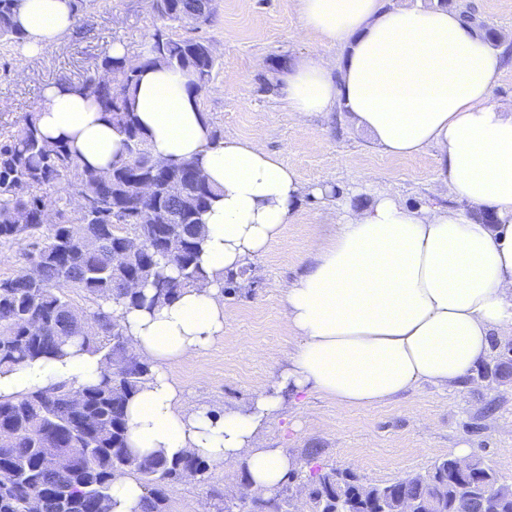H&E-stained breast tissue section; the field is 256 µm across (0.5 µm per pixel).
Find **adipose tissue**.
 Instances as JSON below:
<instances>
[{"label": "adipose tissue", "mask_w": 512, "mask_h": 512, "mask_svg": "<svg viewBox=\"0 0 512 512\" xmlns=\"http://www.w3.org/2000/svg\"><path fill=\"white\" fill-rule=\"evenodd\" d=\"M295 2L303 27L346 53L314 51L289 63L279 76L289 111L343 107L393 156L435 147L452 202L413 210L387 189L366 206L344 204L335 234L284 286L297 345L279 379L245 409L186 411L169 363L196 358L223 335L220 282L277 240L305 188L260 138L211 142L203 94L188 91L186 73L160 66L142 74L132 98L151 152L200 159L221 192L203 216L207 281L153 312L120 313L131 353L153 370L128 404V443L140 456L241 464L251 489L269 495L293 468L261 441L286 397L315 391L341 409L369 408L422 381L455 384L512 333V107L491 98L503 48L436 4ZM16 20L30 55L75 25L71 0H19ZM44 97L38 125L48 139L69 141L102 169L125 156V133L92 100L54 85ZM100 370L99 356L87 352L27 363L0 372V397L61 383L78 390Z\"/></svg>", "instance_id": "obj_1"}]
</instances>
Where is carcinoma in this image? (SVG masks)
Returning a JSON list of instances; mask_svg holds the SVG:
<instances>
[{"instance_id":"carcinoma-1","label":"carcinoma","mask_w":512,"mask_h":512,"mask_svg":"<svg viewBox=\"0 0 512 512\" xmlns=\"http://www.w3.org/2000/svg\"><path fill=\"white\" fill-rule=\"evenodd\" d=\"M17 3L0 0V40L22 46L26 33L14 20ZM151 8L163 25L142 51L117 58L106 49L80 78L59 80L124 129L125 159L107 170L82 162L68 143L44 137L34 112L0 139V247H20L23 260L18 270L0 276V370L62 357L73 344L102 355L99 379L79 391L77 403L66 383L0 398V512H28L33 495L41 496V512H99L101 502L111 503L112 483L130 475L146 491L141 512H167L168 487L187 471L201 477L208 468L198 455L140 457L127 444L128 403L152 371L128 358L129 338L112 307L153 309L206 279L198 264L207 234L202 215L217 197L199 160L169 162L152 154L129 97L143 72L158 65L186 73L195 90L208 86L216 64L211 44L174 38L169 30L209 23L215 0H152ZM79 198L96 206L80 210L74 204ZM172 236L181 241L175 253L166 248ZM130 237L149 247L112 264V252ZM88 239L97 241L96 252L85 249ZM130 280L138 287H128ZM74 296L89 302L80 325L70 319ZM31 321L45 331L29 332ZM499 357L494 370L482 374L508 378L512 351ZM41 438L77 456L69 475L36 451ZM459 462L448 456L411 481L374 490L389 507L405 496L449 512L462 496L470 512H512V485L499 482L478 455L466 459L463 472ZM365 486L349 469H314L312 512H335L338 497L353 512H376L361 499Z\"/></svg>"}]
</instances>
